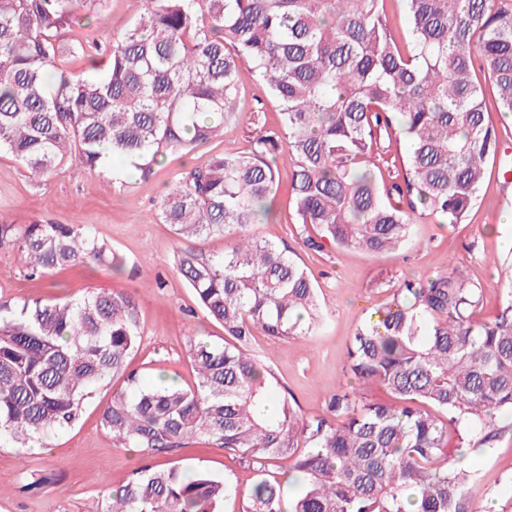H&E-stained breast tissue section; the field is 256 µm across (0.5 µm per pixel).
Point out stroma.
<instances>
[{"mask_svg": "<svg viewBox=\"0 0 512 512\" xmlns=\"http://www.w3.org/2000/svg\"><path fill=\"white\" fill-rule=\"evenodd\" d=\"M141 0H102L97 9L99 41L111 45L141 12ZM238 117L225 124L221 139L190 154L168 158L153 177L114 184L108 172L78 173L61 167L46 180L35 182L10 155L0 156V223L83 224L101 243L124 261L122 273L106 266L81 265L47 278L30 277L17 251L0 249V298L20 305L55 295L78 298L89 292L134 294L138 303L141 343L128 367L145 380L164 373L181 383L193 382L187 355L189 339L223 338L224 332L199 308L194 292L176 270L181 250L194 247L204 254L223 251L225 241L178 240L169 225L155 218L164 185L181 174L204 167L216 151L247 148L255 130L253 114L266 113L274 127L277 108L266 84L241 65ZM501 147L487 166V177L474 206L459 224H443L431 215L415 219L412 236L399 249L378 255L357 250L307 246L313 228L299 224L289 204L291 169L282 165L274 198L276 218L256 227L259 236L288 245L297 261L314 279L324 316L313 336L269 338L256 335L251 350L260 364L276 375L281 391L308 419L324 415L336 390L360 389L364 399L387 403L391 397L381 386L358 387L344 366L355 330L391 300L404 280H427L444 274L449 265L464 268L483 292V303L473 319H491L501 308L503 286L512 275V115L490 112ZM122 378L94 389L83 404L77 422L55 432L46 449L0 444V512H107L104 486L121 485L136 468L179 464L204 468L226 478L235 492L224 502V512H242L246 493L256 474L246 462L210 442L190 441L164 452H131L113 440L100 425V410ZM472 504L480 512H512V432L492 450L474 452L467 465Z\"/></svg>", "mask_w": 512, "mask_h": 512, "instance_id": "35a3bbf8", "label": "stroma"}]
</instances>
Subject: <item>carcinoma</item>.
<instances>
[{
    "mask_svg": "<svg viewBox=\"0 0 512 512\" xmlns=\"http://www.w3.org/2000/svg\"><path fill=\"white\" fill-rule=\"evenodd\" d=\"M95 2L0 0V154L31 176L70 161L96 172L108 147L146 179L166 155L209 145L236 119L243 61L280 123L174 179L156 213L181 240H231L178 260L224 329L222 344H187L193 385L126 371L141 338L130 292L0 300V440L49 438L78 419L90 389L122 376L102 428L125 448L162 452L198 438L248 460L257 477L243 512H471L464 449L491 448L512 417V281L479 326L482 289L458 267L404 281L346 356L348 373L392 402L338 390L327 414L308 420L248 347L256 332L313 335L317 288L293 251L254 226L271 216L281 159L297 223L320 238L309 246L397 249L420 209L461 223L500 148L476 70L497 111L512 113V0H405L403 37L384 0H144L109 48L82 23ZM66 55L92 57L94 74H72ZM400 143L403 168L388 182L380 164ZM10 248L32 277L122 269L82 224L0 223V249ZM277 460L299 486L287 501L267 478ZM231 493L206 470L144 465L110 491L108 512H223Z\"/></svg>",
    "mask_w": 512,
    "mask_h": 512,
    "instance_id": "carcinoma-1",
    "label": "carcinoma"
}]
</instances>
